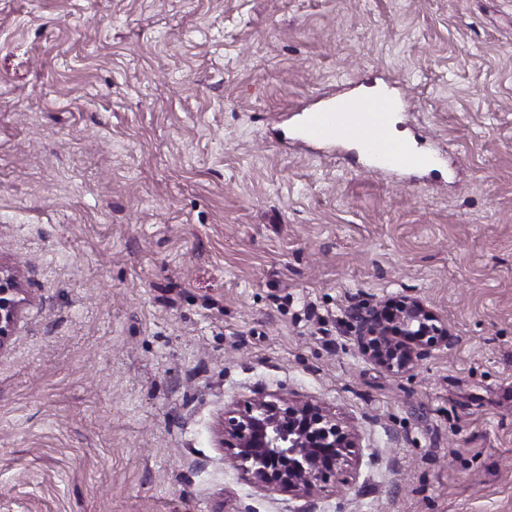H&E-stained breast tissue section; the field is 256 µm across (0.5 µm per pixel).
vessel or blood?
I'll return each mask as SVG.
<instances>
[{"mask_svg": "<svg viewBox=\"0 0 512 512\" xmlns=\"http://www.w3.org/2000/svg\"><path fill=\"white\" fill-rule=\"evenodd\" d=\"M401 102L389 91L376 95L347 92L301 107L289 129L290 140L307 144L350 146L362 171L404 174L435 170L445 157L417 137L392 139Z\"/></svg>", "mask_w": 512, "mask_h": 512, "instance_id": "1", "label": "vessel or blood"}]
</instances>
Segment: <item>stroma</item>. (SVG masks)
<instances>
[{
	"instance_id": "35a3bbf8",
	"label": "stroma",
	"mask_w": 512,
	"mask_h": 512,
	"mask_svg": "<svg viewBox=\"0 0 512 512\" xmlns=\"http://www.w3.org/2000/svg\"><path fill=\"white\" fill-rule=\"evenodd\" d=\"M392 84L444 169L280 149ZM0 512H512V0H0ZM415 295L457 340L357 342ZM263 392L358 435L344 491H262L214 426ZM28 301L22 288L20 271L16 267L5 266L0 261V348L13 336ZM357 335L368 360L396 374L413 371L432 348L450 346L455 340L447 320L411 295L366 307Z\"/></svg>"
}]
</instances>
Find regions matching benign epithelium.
I'll return each instance as SVG.
<instances>
[{
    "instance_id": "obj_1",
    "label": "benign epithelium",
    "mask_w": 512,
    "mask_h": 512,
    "mask_svg": "<svg viewBox=\"0 0 512 512\" xmlns=\"http://www.w3.org/2000/svg\"><path fill=\"white\" fill-rule=\"evenodd\" d=\"M28 296L20 271L0 263V348L11 336ZM357 339L364 355L387 371L414 370L430 350L455 340L448 322L421 298L405 295L366 307ZM226 458L263 491L308 496L344 485L356 434L319 405L289 395L258 393L224 410L215 427Z\"/></svg>"
}]
</instances>
